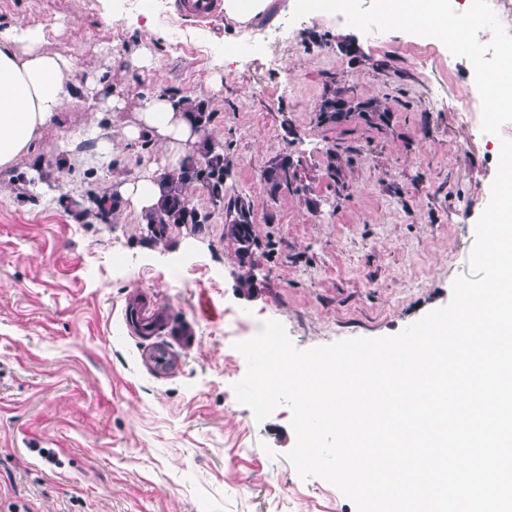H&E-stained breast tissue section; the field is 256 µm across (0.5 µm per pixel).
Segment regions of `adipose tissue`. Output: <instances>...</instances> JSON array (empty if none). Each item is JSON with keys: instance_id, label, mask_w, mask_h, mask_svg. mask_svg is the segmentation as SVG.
I'll return each mask as SVG.
<instances>
[{"instance_id": "adipose-tissue-1", "label": "adipose tissue", "mask_w": 512, "mask_h": 512, "mask_svg": "<svg viewBox=\"0 0 512 512\" xmlns=\"http://www.w3.org/2000/svg\"><path fill=\"white\" fill-rule=\"evenodd\" d=\"M383 5L386 17L398 27L455 39L466 26L464 20H449L446 0H383ZM44 43L42 23L21 18L0 26V167L29 155L75 97L87 99L99 112L125 108L124 101L112 94L108 79L97 75L77 80L71 51L49 52ZM145 137L158 146V161L135 180L115 182L118 197L140 213L156 206L160 174L176 167L201 134L168 95L158 92L141 99L134 122L121 129L123 141Z\"/></svg>"}]
</instances>
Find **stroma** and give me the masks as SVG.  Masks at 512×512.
<instances>
[{"label":"stroma","instance_id":"35a3bbf8","mask_svg":"<svg viewBox=\"0 0 512 512\" xmlns=\"http://www.w3.org/2000/svg\"><path fill=\"white\" fill-rule=\"evenodd\" d=\"M19 18L44 24L46 50L71 49L79 76L109 77L126 108L75 98L62 128L0 168V512H356L286 460L289 406L259 422L237 402L247 364L235 344L267 320L302 350L389 336L447 305L471 272L512 112L464 123L470 56L385 23L381 0L325 16L274 0L246 27L179 16L175 0L147 16L122 0H0V25ZM144 47L151 67L132 66ZM158 89L209 104L224 195L253 209L251 294L201 188L189 196L210 222L172 228L164 243L132 209L109 224L83 215L157 159L156 146L119 136ZM333 96L382 112L320 119ZM95 137L97 154L79 151ZM280 155L298 179L272 198L262 171ZM137 292L191 324L194 344L128 325Z\"/></svg>","mask_w":512,"mask_h":512}]
</instances>
